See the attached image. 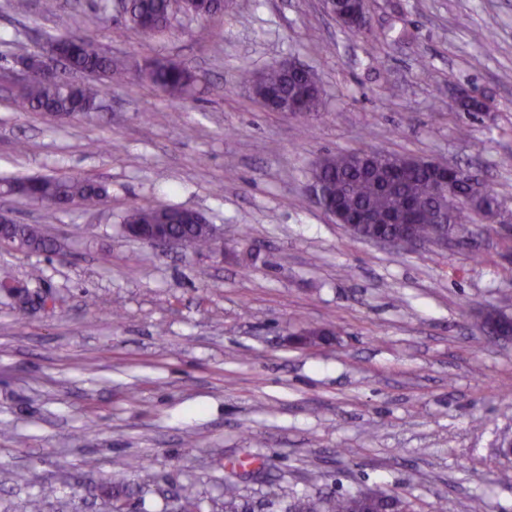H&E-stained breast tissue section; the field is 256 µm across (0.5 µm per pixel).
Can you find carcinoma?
Instances as JSON below:
<instances>
[{"label": "carcinoma", "instance_id": "1", "mask_svg": "<svg viewBox=\"0 0 512 512\" xmlns=\"http://www.w3.org/2000/svg\"><path fill=\"white\" fill-rule=\"evenodd\" d=\"M125 13L135 27L149 21L153 23L155 31L161 32L167 28L169 22V0H127ZM49 42L56 45L74 70L102 75L109 81L118 73L112 58L104 55L99 45L91 40L65 35L52 37ZM146 74L155 85L175 100L184 98L195 82L193 74L182 64L165 57L148 61ZM239 80L260 100L265 99L267 93L274 92L284 107L300 104L307 112L318 111L320 95L309 88L305 77L298 73L287 75L274 68L257 74L245 72L239 76ZM108 89L107 84L75 86L61 79L46 82L34 77L23 86L17 104L35 112L69 117L95 111L99 98ZM379 156L390 160L396 154L370 149L323 157V176L329 194L342 210H360L375 221L399 209L408 199L420 200L423 205L416 215L414 235L422 238L432 236L436 230L438 204L431 199L429 174L423 170H414L393 180L389 178L386 166L378 162ZM459 189L470 194L469 204L448 214L446 225L448 233L463 236L475 218L492 215L500 202L488 186L480 193L471 191L466 179L459 181ZM0 191L7 196L19 195L49 207H55L62 201L94 206L108 197L106 187L91 179L56 176H37L24 180L1 178ZM131 222L167 224L172 236L191 240L195 249L209 248L213 244L206 226L183 222L177 207H135L124 219L126 224ZM18 233L33 248L50 249L46 240L33 228L20 225ZM0 288L5 291L10 288L16 290L19 297L31 304L47 305L46 298L36 292H27L23 286L18 287L4 280L0 282ZM284 512H361V505L354 494L317 491L292 496L285 505Z\"/></svg>", "mask_w": 512, "mask_h": 512}]
</instances>
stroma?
I'll use <instances>...</instances> for the list:
<instances>
[{
    "instance_id": "35a3bbf8",
    "label": "stroma",
    "mask_w": 512,
    "mask_h": 512,
    "mask_svg": "<svg viewBox=\"0 0 512 512\" xmlns=\"http://www.w3.org/2000/svg\"><path fill=\"white\" fill-rule=\"evenodd\" d=\"M0 0V176L89 178L88 210L0 199L48 251L0 245V512H165L192 487L201 512L225 493L252 512L317 490L396 493L411 512H512V342L483 335L512 314V0H369L370 32L324 0H233L180 10L155 35L118 5ZM477 29L493 30L485 53ZM96 41L122 69L99 111L56 119L19 108L17 45ZM169 57L196 76L180 101L143 74ZM315 75L318 111L275 112L238 81L288 61ZM457 87L486 115L457 112ZM383 149L459 165L501 217L476 246L412 251L351 236L308 195L329 153ZM137 206L190 208L223 234L208 250L152 247L118 227ZM329 326L334 340L292 347ZM141 467L126 471L123 460ZM22 472L26 481H15ZM52 488L43 496L44 488Z\"/></svg>"
}]
</instances>
